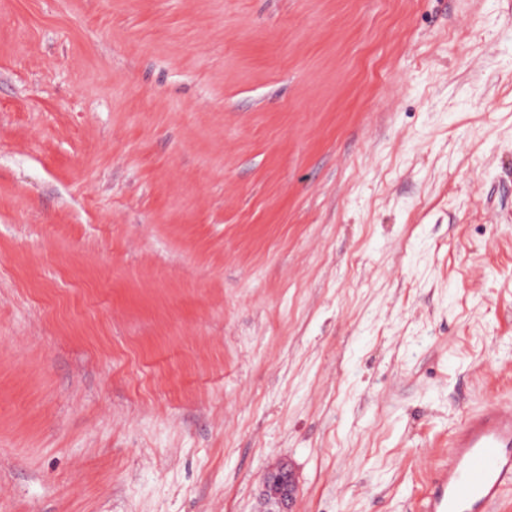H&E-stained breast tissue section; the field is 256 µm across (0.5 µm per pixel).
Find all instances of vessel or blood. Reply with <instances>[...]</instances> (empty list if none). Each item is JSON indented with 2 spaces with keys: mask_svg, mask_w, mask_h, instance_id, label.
<instances>
[{
  "mask_svg": "<svg viewBox=\"0 0 512 512\" xmlns=\"http://www.w3.org/2000/svg\"><path fill=\"white\" fill-rule=\"evenodd\" d=\"M510 487L512 407L490 403L465 417L419 512H490Z\"/></svg>",
  "mask_w": 512,
  "mask_h": 512,
  "instance_id": "1",
  "label": "vessel or blood"
}]
</instances>
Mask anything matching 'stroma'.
I'll return each mask as SVG.
<instances>
[{
    "label": "stroma",
    "mask_w": 512,
    "mask_h": 512,
    "mask_svg": "<svg viewBox=\"0 0 512 512\" xmlns=\"http://www.w3.org/2000/svg\"><path fill=\"white\" fill-rule=\"evenodd\" d=\"M512 406V0H0V512H415ZM296 490L294 474L287 465L267 471L262 480L263 500L269 506L267 512H292Z\"/></svg>",
    "instance_id": "obj_1"
}]
</instances>
